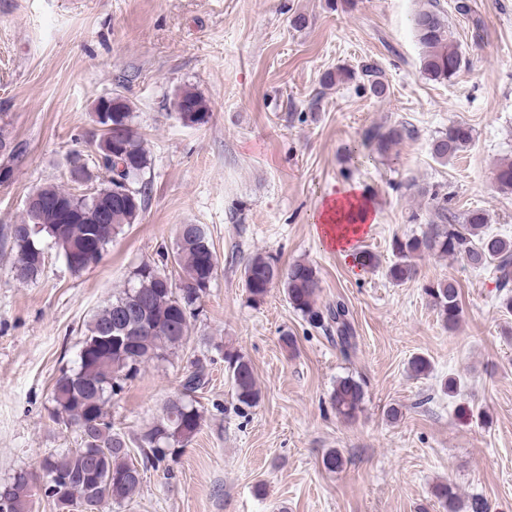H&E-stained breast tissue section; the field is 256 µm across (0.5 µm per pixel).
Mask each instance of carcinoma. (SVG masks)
I'll use <instances>...</instances> for the list:
<instances>
[{"instance_id": "1", "label": "carcinoma", "mask_w": 512, "mask_h": 512, "mask_svg": "<svg viewBox=\"0 0 512 512\" xmlns=\"http://www.w3.org/2000/svg\"><path fill=\"white\" fill-rule=\"evenodd\" d=\"M411 27L422 47L421 71L430 80L448 81L455 77L466 60L452 39L448 17L435 9L429 0L416 10ZM367 88L376 97L386 93L381 72L373 64L362 68ZM175 111L183 125L195 126L206 122L210 111L207 100L194 89L179 91L174 103ZM100 124L114 123L122 126L120 151L126 165L123 179L134 189V201L119 198L114 193L115 182L110 173L114 165H98L109 173L102 187L93 194L80 195L53 184L37 188L46 200L59 204V208L45 207L36 213L37 223L15 224L12 228L13 267L26 272L27 280L36 279L43 269L38 257L43 236L54 239L62 255L76 250L89 241L97 244L99 251L112 241L125 225L137 223L145 207L146 185L141 176L149 165L148 151L141 135L133 127V108L129 100L115 93L100 98L94 106ZM404 129L397 127L370 128L365 131L362 143L347 150L348 160H353L371 149L385 153L402 139ZM473 140L470 126L453 123L436 136L431 143L432 155L441 160L455 156ZM496 183L503 193L512 194V160L497 166ZM428 195L425 212H414L409 222H424V229L410 236L392 238L390 247L396 261L388 266L386 276L394 283L416 279L418 268L415 258L425 254L440 257H461L475 269L491 270L499 287L504 289L512 282V239L486 232L487 213L474 208L459 214L452 206L449 193L433 188ZM106 209L110 218L99 221L100 209ZM179 269L181 287L167 288L160 279L168 263ZM217 270V258L209 236L200 224H185L179 234L176 251L165 253L153 262H146L131 273L124 288L112 301L99 309L86 326L82 347L89 349L88 356L78 357L76 367L62 373L53 387L58 423L65 428L82 430L86 434V448H69L43 461L49 475L68 480L70 490L86 492L96 488L88 498L93 512H101L106 504L118 505L130 501L138 493L140 482L125 478L134 467L125 436L113 428L108 418V406L115 395L113 386L124 389L127 381L135 378L141 368L155 360L164 359L183 347L187 340L190 319L198 315L201 299L206 295ZM284 288L288 304L314 328L336 336V346L345 355L356 350L353 315L342 300L328 305H318L320 280L316 268L306 261H295L281 267L278 260L256 253L244 266V286L248 301L257 307L264 303L271 289ZM444 326L454 329L461 315L459 291L449 280H438L423 285ZM140 293L145 300L143 331L135 351L123 353L112 348L109 327L117 308L123 305L129 293ZM225 369L230 374L234 394L239 405L256 406L260 399L256 377L251 362L242 354L224 351ZM208 383L207 364L196 359L188 374L181 381L179 393L169 399L162 416L154 421L139 437L142 465L159 464L173 459L200 430L202 413L196 394ZM364 399L360 381L343 377L336 381L330 400L336 413L347 421L357 417ZM107 452L102 466L90 468L92 455ZM27 472H16L7 484L11 492L0 497V512H29L26 505L34 497L28 486ZM434 496L445 512H461L463 504L446 484L435 486Z\"/></svg>"}]
</instances>
